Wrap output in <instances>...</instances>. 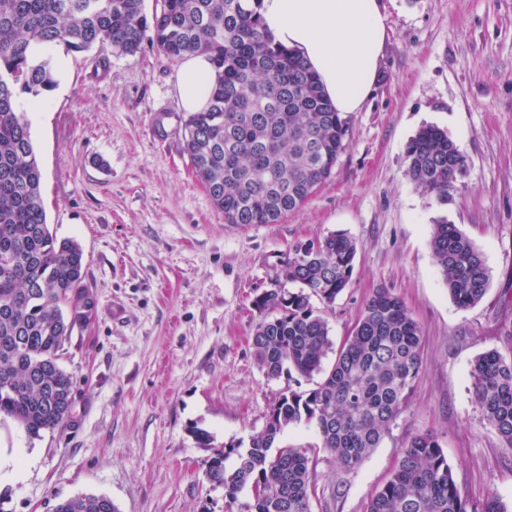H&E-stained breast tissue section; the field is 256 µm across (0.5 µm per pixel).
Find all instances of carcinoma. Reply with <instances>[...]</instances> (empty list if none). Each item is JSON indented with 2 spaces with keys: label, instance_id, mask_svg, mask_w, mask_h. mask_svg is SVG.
<instances>
[{
  "label": "carcinoma",
  "instance_id": "1",
  "mask_svg": "<svg viewBox=\"0 0 512 512\" xmlns=\"http://www.w3.org/2000/svg\"><path fill=\"white\" fill-rule=\"evenodd\" d=\"M0 0V417L31 437L63 426L73 381L58 363L74 328L91 321L83 251L57 240L47 223L42 173L31 139L26 94L56 86L53 49L81 53L108 45L125 56L149 41L169 59L202 53L216 71L211 103L182 120L184 152L226 224H274L325 181L346 149L349 117L335 110L317 75L264 27L253 0ZM45 47L33 54L30 45ZM407 178L425 196L448 203L466 168L459 146L428 125L406 145ZM434 261L454 303L477 304L490 281L482 253L454 224L433 225ZM355 243L344 233L296 244L285 261L293 291L255 297L260 316L255 358L269 379L292 386L270 407L264 428L206 461V477L224 489L228 512H311L315 495L308 448L278 446L284 430L312 424L346 472L380 444L403 412L421 370V328L387 288L365 304L353 330L333 349L314 305L335 304L354 270ZM322 375L311 389L301 380ZM473 394L484 420L512 447V360L478 356ZM235 465L226 467L230 456ZM248 490L249 500L239 502ZM55 512H118L105 495L81 494ZM367 512H508L496 499L467 498L438 441L415 435Z\"/></svg>",
  "mask_w": 512,
  "mask_h": 512
}]
</instances>
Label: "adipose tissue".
<instances>
[{
  "label": "adipose tissue",
  "instance_id": "adipose-tissue-1",
  "mask_svg": "<svg viewBox=\"0 0 512 512\" xmlns=\"http://www.w3.org/2000/svg\"><path fill=\"white\" fill-rule=\"evenodd\" d=\"M258 12L275 40L312 67L338 112L361 110L386 39L381 0H260ZM215 79L207 56L186 58L176 76L182 110L204 111Z\"/></svg>",
  "mask_w": 512,
  "mask_h": 512
}]
</instances>
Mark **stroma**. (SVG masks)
<instances>
[{
    "label": "stroma",
    "instance_id": "stroma-1",
    "mask_svg": "<svg viewBox=\"0 0 512 512\" xmlns=\"http://www.w3.org/2000/svg\"><path fill=\"white\" fill-rule=\"evenodd\" d=\"M387 29L377 83L350 116L330 177L275 224H228L182 149L179 61L151 43L133 56L93 48L30 113L51 232L84 251L96 299L60 365L75 403L63 428L28 436L0 421V507L54 512L81 493L119 512H225L205 463L260 431L288 389L259 367L253 299L284 285L293 245L333 232L356 244L351 281L323 309L341 342L376 289L388 288L422 331L420 374L401 416L351 473L313 425L279 444L313 451L312 512H367L411 437L438 439L457 484L512 512V449L483 419L471 367L512 358V0H381ZM463 150L448 204L406 176L407 142L425 125ZM448 220L482 253L489 287L455 305L434 263L432 228ZM200 428L212 437L205 448Z\"/></svg>",
    "mask_w": 512,
    "mask_h": 512
}]
</instances>
